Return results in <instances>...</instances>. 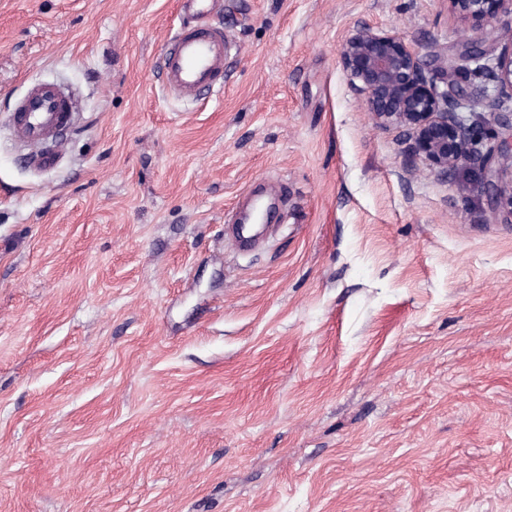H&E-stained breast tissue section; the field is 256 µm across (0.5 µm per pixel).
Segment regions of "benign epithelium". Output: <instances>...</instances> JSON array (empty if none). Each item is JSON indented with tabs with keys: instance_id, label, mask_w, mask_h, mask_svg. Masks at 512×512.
I'll return each instance as SVG.
<instances>
[{
	"instance_id": "1",
	"label": "benign epithelium",
	"mask_w": 512,
	"mask_h": 512,
	"mask_svg": "<svg viewBox=\"0 0 512 512\" xmlns=\"http://www.w3.org/2000/svg\"><path fill=\"white\" fill-rule=\"evenodd\" d=\"M457 17L478 29L496 26L505 45L495 62L478 41L457 52L454 70L463 78L484 79L476 100L457 84L441 81L426 68L401 37L358 26L345 40L341 61L352 85L364 93L370 111L383 126L406 131L413 151L446 173L465 164H479L486 182L496 186L501 170L487 167L494 156H512V139L492 143V134L476 119L475 108L499 113L512 100V0H448ZM470 110V116L462 109Z\"/></svg>"
}]
</instances>
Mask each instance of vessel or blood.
I'll return each mask as SVG.
<instances>
[{"mask_svg": "<svg viewBox=\"0 0 512 512\" xmlns=\"http://www.w3.org/2000/svg\"><path fill=\"white\" fill-rule=\"evenodd\" d=\"M218 0H180L186 17L168 40L160 59L165 89L177 99L192 102L203 91L224 87L228 42L222 27L211 17ZM72 120L69 94L51 84L30 86L12 117L18 138L53 142Z\"/></svg>", "mask_w": 512, "mask_h": 512, "instance_id": "b4317fda", "label": "vessel or blood"}]
</instances>
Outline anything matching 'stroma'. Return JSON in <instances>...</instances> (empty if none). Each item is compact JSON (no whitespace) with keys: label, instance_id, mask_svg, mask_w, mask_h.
I'll return each instance as SVG.
<instances>
[{"label":"stroma","instance_id":"obj_1","mask_svg":"<svg viewBox=\"0 0 512 512\" xmlns=\"http://www.w3.org/2000/svg\"><path fill=\"white\" fill-rule=\"evenodd\" d=\"M224 90L170 100L177 0H0V512H512V217L380 126L359 23L430 68L448 0H223ZM70 93L60 163L9 122ZM257 247L224 235L255 183Z\"/></svg>","mask_w":512,"mask_h":512}]
</instances>
